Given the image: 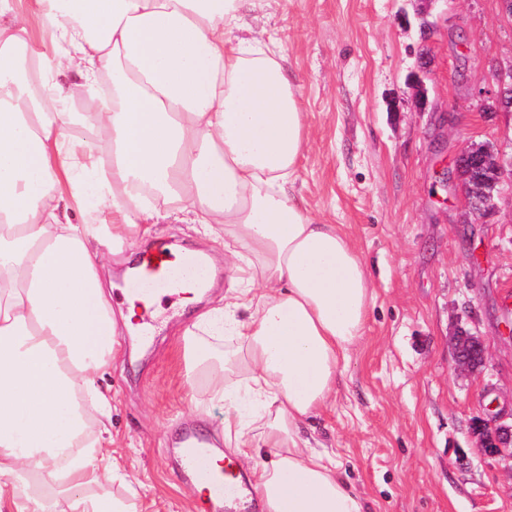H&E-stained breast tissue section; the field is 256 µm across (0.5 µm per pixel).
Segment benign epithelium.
Returning <instances> with one entry per match:
<instances>
[{
    "label": "benign epithelium",
    "instance_id": "obj_1",
    "mask_svg": "<svg viewBox=\"0 0 512 512\" xmlns=\"http://www.w3.org/2000/svg\"><path fill=\"white\" fill-rule=\"evenodd\" d=\"M481 105L489 112H512V67L498 71L494 81L478 90ZM452 177L467 196L472 213L485 217L495 211L497 187L512 181V157L505 158L480 144L463 147L457 154ZM454 351V369L462 374L479 375L488 363V348L482 336L462 326L450 338ZM479 448L499 457L512 474V422L499 415L480 421Z\"/></svg>",
    "mask_w": 512,
    "mask_h": 512
}]
</instances>
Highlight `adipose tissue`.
<instances>
[{
    "instance_id": "obj_1",
    "label": "adipose tissue",
    "mask_w": 512,
    "mask_h": 512,
    "mask_svg": "<svg viewBox=\"0 0 512 512\" xmlns=\"http://www.w3.org/2000/svg\"><path fill=\"white\" fill-rule=\"evenodd\" d=\"M260 6L0 0V512H138L110 491L127 473L97 379L156 300L114 317L99 248L177 212L234 273L182 356L188 383L228 402L224 444L260 512H365L306 430L362 336L371 280L293 193L309 127L277 33L240 34ZM107 75L111 100L71 111L63 77L93 97ZM77 125L93 134L78 146ZM225 336L237 344L217 354Z\"/></svg>"
}]
</instances>
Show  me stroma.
Returning a JSON list of instances; mask_svg holds the SVG:
<instances>
[{
  "label": "stroma",
  "mask_w": 512,
  "mask_h": 512,
  "mask_svg": "<svg viewBox=\"0 0 512 512\" xmlns=\"http://www.w3.org/2000/svg\"><path fill=\"white\" fill-rule=\"evenodd\" d=\"M243 25L277 32L299 87L310 142L296 190L314 215L345 225L372 280L362 338L310 439L335 455L368 512H512V474L479 451L476 432L489 407L512 415V184L500 185L494 213L468 224L463 193L439 181L465 145L512 152V112L486 113L475 95L495 66L512 64V20L497 0H267ZM158 245L209 252L217 270L203 305L223 300V246L169 218L103 245L112 308L127 293V261ZM158 309L150 331L120 336L100 380L112 396L111 449L142 512H196L181 437L192 429L223 448L211 430L225 404L183 378L180 334L195 311L172 291ZM459 325L487 344L482 374L454 370Z\"/></svg>",
  "instance_id": "obj_1"
}]
</instances>
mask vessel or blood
<instances>
[{"label": "vessel or blood", "instance_id": "vessel-or-blood-1", "mask_svg": "<svg viewBox=\"0 0 512 512\" xmlns=\"http://www.w3.org/2000/svg\"><path fill=\"white\" fill-rule=\"evenodd\" d=\"M140 275L133 280L129 289L132 293H156L177 287L182 282L199 277L203 264L184 263L170 250L158 247L143 252L139 261ZM187 448L183 455V467L193 479L213 487L217 494L228 495L244 492L247 484L240 480L233 462H225L223 468L212 469L208 466L211 450L205 439L196 433L186 436Z\"/></svg>", "mask_w": 512, "mask_h": 512}]
</instances>
